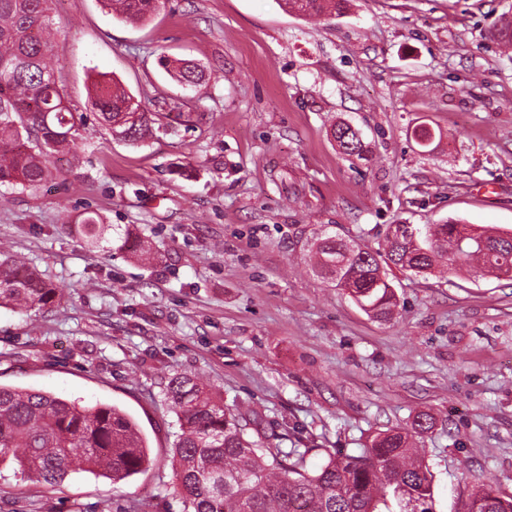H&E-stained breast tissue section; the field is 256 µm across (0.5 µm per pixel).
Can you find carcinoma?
<instances>
[{
  "label": "carcinoma",
  "instance_id": "obj_1",
  "mask_svg": "<svg viewBox=\"0 0 512 512\" xmlns=\"http://www.w3.org/2000/svg\"><path fill=\"white\" fill-rule=\"evenodd\" d=\"M167 0H107L112 14L127 23H143ZM294 14L320 16L345 0H296ZM49 0H0V185L37 187L56 178L45 158L65 151L77 156L90 130L76 120L55 76L59 61L45 37L50 27ZM175 79L189 87L206 80L193 62L172 66ZM91 106L98 122L116 138L140 142L153 134L155 114L145 110L123 86L96 82ZM350 125L332 128L347 156L368 152L362 137L343 141ZM74 228L88 243L105 240L108 225L91 211ZM467 225L450 220L432 237H386L385 264L415 274L434 268L442 249L458 269L512 278V233L471 235ZM318 273L336 282L349 277V295L370 317L390 318L396 293L376 256L336 235L308 243ZM55 289L25 261L0 262V307L28 312L51 306ZM165 398L177 415L181 433L173 447L175 486L191 512H435L433 474L426 450L413 435L431 425L421 413L412 431L389 430L371 437L353 452L328 455L308 471L304 454L293 448H265L247 438L240 419L223 399L194 378L176 375ZM150 464L145 439L134 420L115 406H82L40 391L0 386V465L12 466L25 480L55 487L73 472H100L118 483ZM464 512H512V497L489 491L469 495Z\"/></svg>",
  "mask_w": 512,
  "mask_h": 512
}]
</instances>
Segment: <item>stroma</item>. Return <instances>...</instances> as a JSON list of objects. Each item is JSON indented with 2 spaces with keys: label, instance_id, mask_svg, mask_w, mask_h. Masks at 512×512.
Segmentation results:
<instances>
[{
  "label": "stroma",
  "instance_id": "stroma-1",
  "mask_svg": "<svg viewBox=\"0 0 512 512\" xmlns=\"http://www.w3.org/2000/svg\"><path fill=\"white\" fill-rule=\"evenodd\" d=\"M57 77L91 116L98 76L147 111L190 114L131 144L100 130L64 178L7 189L0 260L32 262L58 302L0 308V385L112 405L152 463L126 481L89 472L47 489L0 468V512H188L171 468L176 374L212 386L250 439L330 452L410 428L434 474L436 512L469 493L512 495V280L389 273L398 311L379 321L321 279L319 234L382 252L393 224L459 220L512 230V0H350L302 18L278 0H168L145 25L105 0H52ZM209 74L188 88L160 58ZM345 121L369 145L341 154ZM430 131L427 146L419 129ZM93 211L113 246L67 231ZM147 242L142 265L122 238ZM349 128L350 125L344 122H341L337 125L335 124L332 128V137L336 142H338L339 150L342 154L362 158L365 156V153L368 152V144L364 142L362 136H359L355 140L346 138V142L352 143V147H346L343 141V136L345 131H347Z\"/></svg>",
  "mask_w": 512,
  "mask_h": 512
}]
</instances>
